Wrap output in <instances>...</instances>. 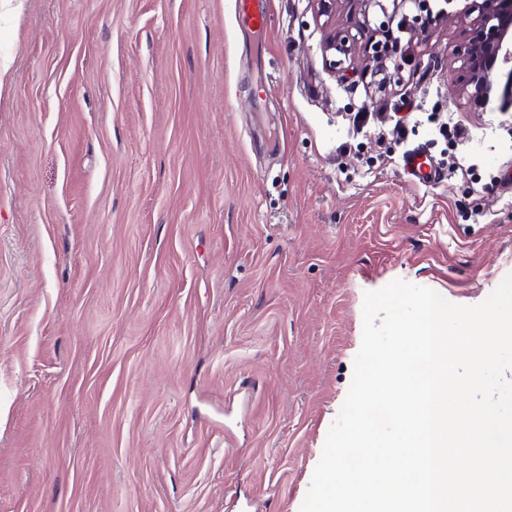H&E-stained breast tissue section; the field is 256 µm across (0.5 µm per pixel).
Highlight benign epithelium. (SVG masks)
Segmentation results:
<instances>
[{"label":"benign epithelium","instance_id":"7a95c632","mask_svg":"<svg viewBox=\"0 0 512 512\" xmlns=\"http://www.w3.org/2000/svg\"><path fill=\"white\" fill-rule=\"evenodd\" d=\"M365 8L345 28L330 27L322 42L325 67L341 68L344 59L362 52L364 69L379 93L403 82L404 60L395 32L425 40L448 17L445 8L433 10L430 0H362ZM476 14L455 54L463 59L461 86L473 100L497 99L500 110L512 109V0H472Z\"/></svg>","mask_w":512,"mask_h":512}]
</instances>
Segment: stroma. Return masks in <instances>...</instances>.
<instances>
[{"instance_id": "stroma-1", "label": "stroma", "mask_w": 512, "mask_h": 512, "mask_svg": "<svg viewBox=\"0 0 512 512\" xmlns=\"http://www.w3.org/2000/svg\"><path fill=\"white\" fill-rule=\"evenodd\" d=\"M236 2L0 0V512H300L365 292L475 305L512 273L467 0L385 96L324 66L347 9L266 0L259 31ZM406 168L414 176L422 180V184L431 185V183H435L439 179V174L432 164L427 163L426 157L419 152H414L409 156Z\"/></svg>"}]
</instances>
